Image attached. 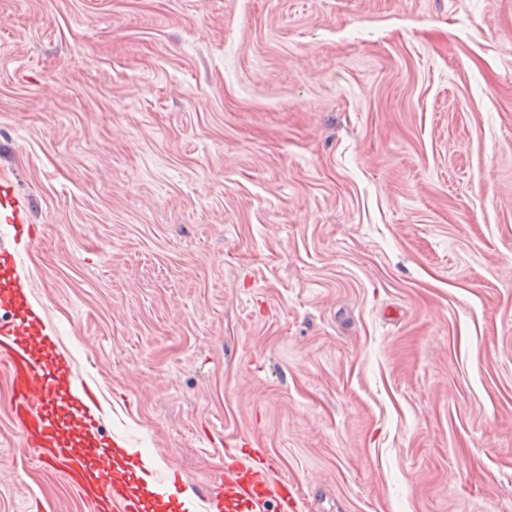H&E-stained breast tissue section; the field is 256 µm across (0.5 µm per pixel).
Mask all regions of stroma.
I'll return each mask as SVG.
<instances>
[{
	"label": "stroma",
	"mask_w": 512,
	"mask_h": 512,
	"mask_svg": "<svg viewBox=\"0 0 512 512\" xmlns=\"http://www.w3.org/2000/svg\"><path fill=\"white\" fill-rule=\"evenodd\" d=\"M105 430L302 512H512V0H0V178ZM0 512H85L22 450ZM224 453V470L204 492H194L204 512H299L298 486L278 474V466L259 450Z\"/></svg>",
	"instance_id": "stroma-1"
}]
</instances>
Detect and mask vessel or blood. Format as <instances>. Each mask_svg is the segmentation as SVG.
<instances>
[{
  "label": "vessel or blood",
  "mask_w": 512,
  "mask_h": 512,
  "mask_svg": "<svg viewBox=\"0 0 512 512\" xmlns=\"http://www.w3.org/2000/svg\"><path fill=\"white\" fill-rule=\"evenodd\" d=\"M29 204L0 180V379L9 417L45 465L61 472L87 512H167L172 470L102 429L98 389L62 347L26 265L39 242ZM196 499L201 512H300L297 485L254 450L224 453V469Z\"/></svg>",
  "instance_id": "vessel-or-blood-1"
}]
</instances>
